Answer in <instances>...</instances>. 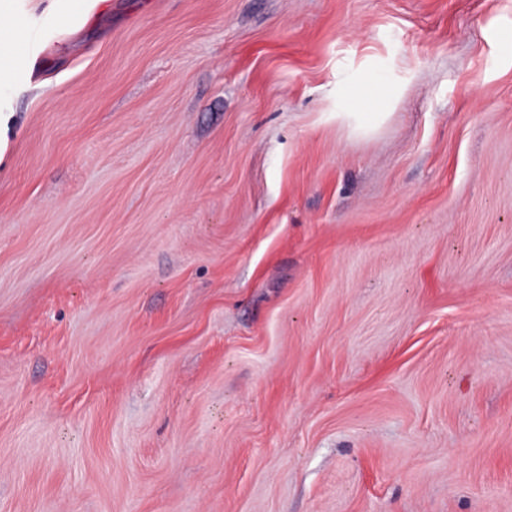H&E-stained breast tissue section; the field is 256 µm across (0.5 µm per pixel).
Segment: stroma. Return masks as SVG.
<instances>
[{
    "mask_svg": "<svg viewBox=\"0 0 512 512\" xmlns=\"http://www.w3.org/2000/svg\"><path fill=\"white\" fill-rule=\"evenodd\" d=\"M0 156V512H512V0H110ZM397 89L375 132L337 83Z\"/></svg>",
    "mask_w": 512,
    "mask_h": 512,
    "instance_id": "obj_1",
    "label": "stroma"
}]
</instances>
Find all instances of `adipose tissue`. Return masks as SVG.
<instances>
[{
    "label": "adipose tissue",
    "mask_w": 512,
    "mask_h": 512,
    "mask_svg": "<svg viewBox=\"0 0 512 512\" xmlns=\"http://www.w3.org/2000/svg\"><path fill=\"white\" fill-rule=\"evenodd\" d=\"M32 39L16 7V0H0V125L8 118V90L17 60L29 52ZM359 130L371 132L383 124L387 115L382 101L356 94L354 85L338 88Z\"/></svg>",
    "instance_id": "1"
}]
</instances>
